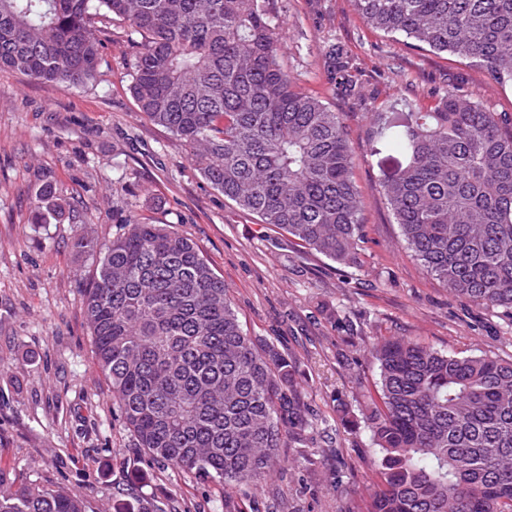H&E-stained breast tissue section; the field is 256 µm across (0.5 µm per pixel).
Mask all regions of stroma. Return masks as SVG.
Instances as JSON below:
<instances>
[{"label":"stroma","mask_w":512,"mask_h":512,"mask_svg":"<svg viewBox=\"0 0 512 512\" xmlns=\"http://www.w3.org/2000/svg\"><path fill=\"white\" fill-rule=\"evenodd\" d=\"M280 64L351 131L365 243L360 264L335 263L259 224L196 169L189 146L139 112L136 47L112 20L95 81L43 83L0 70V468L80 493L87 512H363L377 450L363 413L375 392L372 343L404 336L442 352L512 360V314L456 297L407 253L380 189L394 150L370 114L402 98L435 109L443 91L512 116V84L369 28L351 0H271ZM339 46L360 98L333 92ZM52 182L88 209L99 245L139 220L190 238L223 276L249 335L273 342L304 374L308 445L285 448L257 485L229 489L139 448L99 372L83 309L97 259L77 255L78 224H38L31 197Z\"/></svg>","instance_id":"35a3bbf8"}]
</instances>
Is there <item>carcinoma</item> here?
<instances>
[{
  "instance_id": "obj_1",
  "label": "carcinoma",
  "mask_w": 512,
  "mask_h": 512,
  "mask_svg": "<svg viewBox=\"0 0 512 512\" xmlns=\"http://www.w3.org/2000/svg\"><path fill=\"white\" fill-rule=\"evenodd\" d=\"M372 28L512 82V0H351ZM268 0H0V69L47 83L94 80L113 17L138 35L139 111L192 150L200 174L260 223L333 262L363 243L354 156L342 114L281 68ZM329 67L360 95L336 46ZM374 137L405 163L381 182L404 247L478 306L512 312V127L473 96L437 109L404 98L371 113ZM51 184L38 224L70 220ZM84 314L99 370L139 447L221 486L258 484L280 449L307 446L300 373L243 330L196 245L168 224L131 222L100 248ZM379 403L367 429L379 481L365 512H512V360L444 353L411 338L372 344ZM0 512H86L82 495L0 469Z\"/></svg>"
}]
</instances>
